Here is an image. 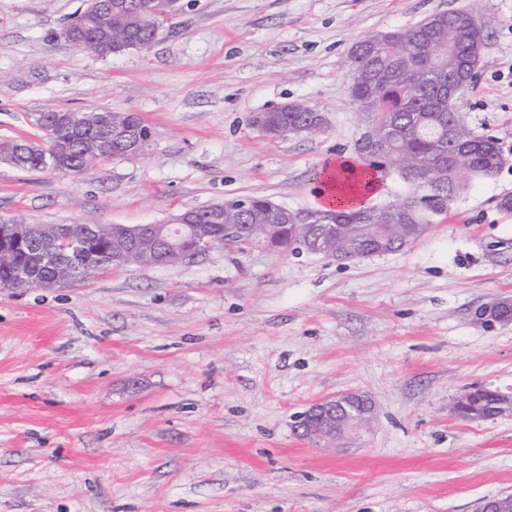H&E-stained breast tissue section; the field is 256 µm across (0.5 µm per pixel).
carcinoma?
Segmentation results:
<instances>
[{"label":"carcinoma","mask_w":512,"mask_h":512,"mask_svg":"<svg viewBox=\"0 0 512 512\" xmlns=\"http://www.w3.org/2000/svg\"><path fill=\"white\" fill-rule=\"evenodd\" d=\"M181 11L180 0H112L108 19L94 24V41L77 48L100 57L99 43L112 41L113 47L130 43L132 47L150 48L159 25L175 18ZM483 41L457 12L432 14L429 27H410L376 34L356 43L349 53V67L359 72V81L350 86L352 102L366 113L378 128L393 130V138L381 150L355 148L360 168L385 178L397 173L414 186V191L382 207L350 205L344 198L326 210H318L328 224H342L339 244L349 242L362 259L382 252L386 246L400 248L417 241L412 224H428L430 218L446 211L467 189L471 180L491 178L498 171L499 153L495 142L475 134L456 109H448V81L468 87L473 81L471 50ZM54 113L47 123H37L47 143L40 145L24 139L0 146L1 152L19 149L17 168L41 171L42 154L57 150L70 175L78 176L101 163L94 140L96 129L87 126L75 132L78 112L70 113L72 122L59 120ZM323 118L311 105L300 101L286 109L265 112L253 119L259 130L304 126L315 133ZM454 139H448V128ZM274 206L260 196L224 201L225 221L253 233L251 242L264 248L286 251L293 244H306L294 225L286 221L256 220ZM173 239L171 228L161 224L152 236L129 249L159 250L163 240ZM469 405L460 418L477 414L480 419L497 416L493 391L475 388L467 393Z\"/></svg>","instance_id":"carcinoma-1"}]
</instances>
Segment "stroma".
Listing matches in <instances>:
<instances>
[{"instance_id": "stroma-1", "label": "stroma", "mask_w": 512, "mask_h": 512, "mask_svg": "<svg viewBox=\"0 0 512 512\" xmlns=\"http://www.w3.org/2000/svg\"><path fill=\"white\" fill-rule=\"evenodd\" d=\"M148 49L96 57L65 36L85 0H0V143L39 113L139 115L145 152L84 175L0 162V218L160 224L233 197L317 208L314 173L360 118L348 56L366 36L473 11L482 64L456 107L505 158L401 251L348 262L215 248L73 288H0V512H478L512 495V414L467 422L474 388L512 395V0H182ZM304 100L322 131L262 136ZM349 390L375 403L356 445L296 415Z\"/></svg>"}]
</instances>
